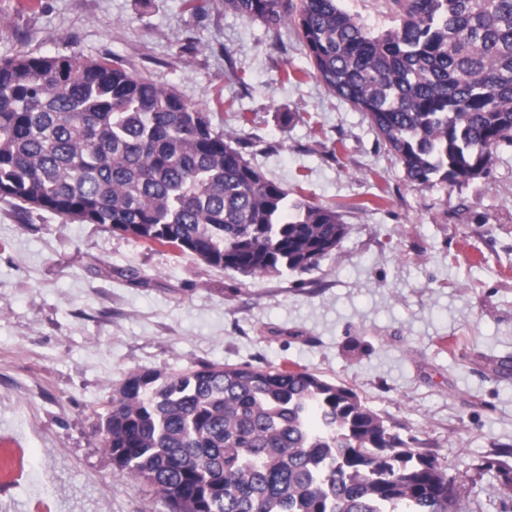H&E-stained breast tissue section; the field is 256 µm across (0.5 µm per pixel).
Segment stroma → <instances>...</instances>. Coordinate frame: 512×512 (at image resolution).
I'll return each instance as SVG.
<instances>
[{
  "label": "stroma",
  "instance_id": "obj_1",
  "mask_svg": "<svg viewBox=\"0 0 512 512\" xmlns=\"http://www.w3.org/2000/svg\"><path fill=\"white\" fill-rule=\"evenodd\" d=\"M197 5L0 0V60L122 57L248 141L291 197L336 210L346 234L313 270L244 276L0 198V441L19 464L0 512H167L115 474L97 414L132 371L205 363L349 386L465 480L463 512H512L500 469H475L512 448V146L488 175L411 182L314 75L294 26ZM341 6L375 34L396 24L391 0Z\"/></svg>",
  "mask_w": 512,
  "mask_h": 512
}]
</instances>
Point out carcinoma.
Masks as SVG:
<instances>
[{"label":"carcinoma","instance_id":"carcinoma-1","mask_svg":"<svg viewBox=\"0 0 512 512\" xmlns=\"http://www.w3.org/2000/svg\"><path fill=\"white\" fill-rule=\"evenodd\" d=\"M372 34L339 0H224L293 24L315 75L419 185L486 174L512 145V0H392ZM237 137L123 60H0V197L244 276L308 271L346 232L289 198ZM113 469L168 512H460L463 486L358 393L306 370L206 363L129 373L98 414Z\"/></svg>","mask_w":512,"mask_h":512}]
</instances>
